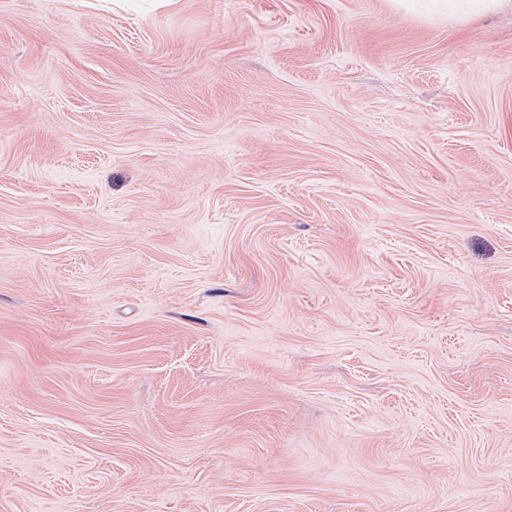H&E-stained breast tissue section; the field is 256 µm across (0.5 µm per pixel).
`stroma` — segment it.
Segmentation results:
<instances>
[{
    "label": "stroma",
    "instance_id": "35a3bbf8",
    "mask_svg": "<svg viewBox=\"0 0 512 512\" xmlns=\"http://www.w3.org/2000/svg\"><path fill=\"white\" fill-rule=\"evenodd\" d=\"M0 512H512V6L0 0ZM502 0H392L399 9L427 17L460 20L499 7Z\"/></svg>",
    "mask_w": 512,
    "mask_h": 512
}]
</instances>
